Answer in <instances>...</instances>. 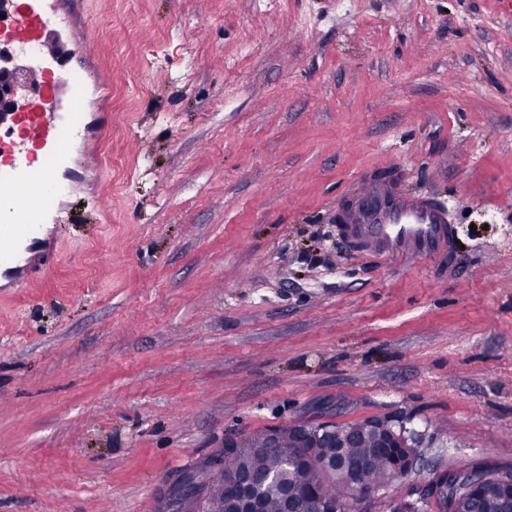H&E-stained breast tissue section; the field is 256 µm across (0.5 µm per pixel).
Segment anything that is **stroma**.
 <instances>
[{
    "label": "stroma",
    "instance_id": "35a3bbf8",
    "mask_svg": "<svg viewBox=\"0 0 512 512\" xmlns=\"http://www.w3.org/2000/svg\"><path fill=\"white\" fill-rule=\"evenodd\" d=\"M112 206L0 297V512H159L225 438L415 431L512 470V0H85ZM448 205L450 271L336 229L357 175Z\"/></svg>",
    "mask_w": 512,
    "mask_h": 512
}]
</instances>
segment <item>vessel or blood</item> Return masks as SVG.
<instances>
[{"instance_id":"b4317fda","label":"vessel or blood","mask_w":512,"mask_h":512,"mask_svg":"<svg viewBox=\"0 0 512 512\" xmlns=\"http://www.w3.org/2000/svg\"><path fill=\"white\" fill-rule=\"evenodd\" d=\"M76 0H17L0 39L35 48L47 58L51 50L40 35L45 28L65 24L85 55L81 68L64 74L71 94L60 95L42 70L33 79L41 85L38 97L21 112L0 113V127L17 129L19 136L8 154H0V282L6 288L24 287L36 267L60 253L59 226L73 220L60 214L63 186L59 170L69 161L76 140H90L82 89L86 81L106 86L107 78L94 62L89 26L73 14ZM59 214V224L47 218ZM340 232L361 253L404 267L415 259L446 260L454 231L448 208L427 192H410L392 181H378L355 193L350 210L339 214Z\"/></svg>"}]
</instances>
